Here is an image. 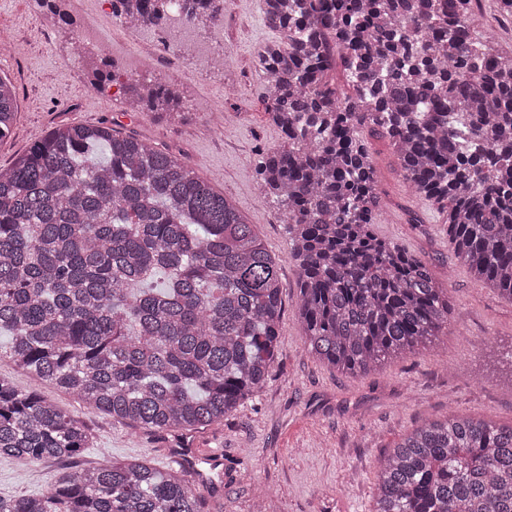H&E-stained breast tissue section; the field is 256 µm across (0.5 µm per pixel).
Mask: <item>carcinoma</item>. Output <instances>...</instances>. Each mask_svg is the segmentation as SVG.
Wrapping results in <instances>:
<instances>
[{
  "mask_svg": "<svg viewBox=\"0 0 512 512\" xmlns=\"http://www.w3.org/2000/svg\"><path fill=\"white\" fill-rule=\"evenodd\" d=\"M76 27L65 0H35ZM276 36L256 53L282 141L254 176L287 225L296 316L310 351L351 375L448 329V289L372 230L380 205L363 133L387 137L403 180L448 224L456 258L512 301V50L481 37L471 0H265ZM169 0H112L160 27ZM189 22L224 0H188ZM341 59L353 92L327 80ZM98 56L89 84L115 81ZM130 111L185 120L166 82L122 85ZM18 111L0 76V139ZM281 259L233 200L133 135L61 124L0 169V349L14 369L150 435L218 424L265 383L283 314ZM92 430L0 376V456L81 457ZM215 468L161 471L107 457L60 470L0 512H204ZM372 512H512V425L428 421L384 457Z\"/></svg>",
  "mask_w": 512,
  "mask_h": 512,
  "instance_id": "obj_1",
  "label": "carcinoma"
}]
</instances>
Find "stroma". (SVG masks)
I'll list each match as a JSON object with an SVG mask.
<instances>
[{"mask_svg": "<svg viewBox=\"0 0 512 512\" xmlns=\"http://www.w3.org/2000/svg\"><path fill=\"white\" fill-rule=\"evenodd\" d=\"M264 8V0H224V40L235 53L223 64L201 66L182 49L173 60L168 77L183 85L186 101L224 106L225 126L206 130L204 113L172 124L145 110L128 111L117 89H88L77 60L61 49L72 36L69 27L44 25L33 0H0V28L14 36L11 46L0 48V75L12 81L18 101L12 133L0 140V166H11L56 124H116L180 154L201 179L231 196L266 249L283 260L284 313L265 384L222 423L187 437L191 445L223 451L224 482L208 512H372L380 462L413 427L451 414L512 424V366L479 349L486 338L503 348L512 344V302L456 261L442 217L408 188L388 139L370 133L366 142L382 191L372 229L427 262L448 289L454 321L433 346L366 375L340 373L308 352L295 317L299 291L286 261L287 226L252 176L260 156L281 141L266 115L267 78L253 67L255 51L270 36ZM0 374L18 387H37L93 430L96 442L84 451L81 466L105 452L172 469V437L145 435L89 412L75 396L47 383L33 385L8 360H0ZM58 469L55 462L0 457V496L45 493Z\"/></svg>", "mask_w": 512, "mask_h": 512, "instance_id": "obj_1", "label": "stroma"}]
</instances>
